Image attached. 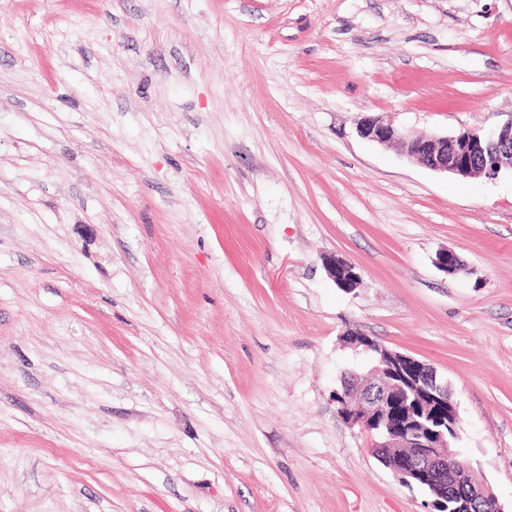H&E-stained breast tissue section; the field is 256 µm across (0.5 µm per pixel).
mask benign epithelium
I'll return each instance as SVG.
<instances>
[{"label":"benign epithelium","instance_id":"7a95c632","mask_svg":"<svg viewBox=\"0 0 512 512\" xmlns=\"http://www.w3.org/2000/svg\"><path fill=\"white\" fill-rule=\"evenodd\" d=\"M356 130L365 140L384 146H398L408 158L436 172L461 178L483 176L488 179L512 172V120L490 133L463 129L452 135H416L402 128L392 117H367L357 124ZM435 263L449 275L461 269L459 257L449 250L439 252ZM325 269L333 280L338 270H343L340 282L347 291L358 285L359 275L355 266L341 256L329 257L325 261ZM344 342L366 353L374 348L377 356L372 358L369 369L370 385L359 384L353 374L344 378L341 389L335 391L336 413L346 424L366 434L372 452L378 457L387 448L412 449L410 453L398 455L389 465L393 476L402 485L411 487L416 482L426 488L434 509L447 507L448 498L452 496L453 479L438 464L458 459L451 446L455 435L448 434L456 428L458 411L448 397V387L438 384L426 393L428 408L439 415L442 423L426 436L414 438L391 413L397 406L409 408L410 388L391 383L390 376L424 367L426 363L385 346L374 347L369 336L357 328L346 330ZM469 482L471 499L486 504L487 512H504L482 477L471 471Z\"/></svg>","mask_w":512,"mask_h":512}]
</instances>
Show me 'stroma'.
<instances>
[{
    "label": "stroma",
    "mask_w": 512,
    "mask_h": 512,
    "mask_svg": "<svg viewBox=\"0 0 512 512\" xmlns=\"http://www.w3.org/2000/svg\"><path fill=\"white\" fill-rule=\"evenodd\" d=\"M387 115L512 121V0H0V512H429L336 413L351 327L512 507V177ZM356 130L362 139L399 146L408 158L436 172L461 178L496 179L509 171L512 175V121L490 133L463 129L452 135H416L393 117H367ZM325 269L328 276L336 284L338 269L343 270V274L339 282L345 287V291H351L358 285L359 275L355 270V266L346 258L341 256H331L325 261Z\"/></svg>",
    "instance_id": "stroma-1"
}]
</instances>
